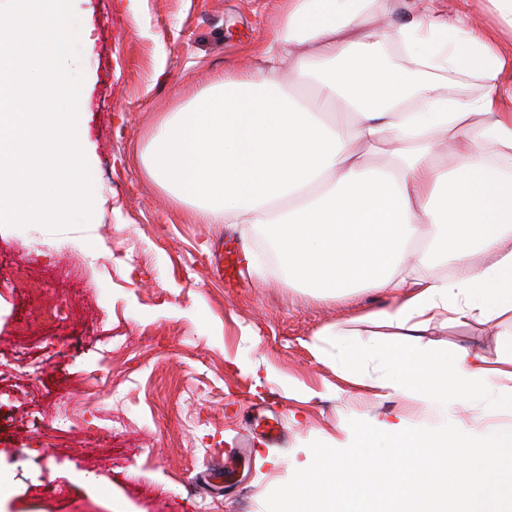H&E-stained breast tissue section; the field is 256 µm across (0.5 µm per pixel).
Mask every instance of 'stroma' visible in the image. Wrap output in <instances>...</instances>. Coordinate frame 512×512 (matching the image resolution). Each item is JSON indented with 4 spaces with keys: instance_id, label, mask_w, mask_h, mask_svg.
I'll return each instance as SVG.
<instances>
[{
    "instance_id": "stroma-1",
    "label": "stroma",
    "mask_w": 512,
    "mask_h": 512,
    "mask_svg": "<svg viewBox=\"0 0 512 512\" xmlns=\"http://www.w3.org/2000/svg\"><path fill=\"white\" fill-rule=\"evenodd\" d=\"M281 8L74 0L83 152L103 204L64 230L0 226V512H277L297 471L349 455L357 429L438 422L428 403L336 371L324 328L371 342L377 326L357 315L386 296L289 282L261 228L197 223L140 159L166 117L254 64ZM510 333L436 324L428 341L493 359ZM63 415L70 433L46 442ZM508 426L494 396L456 408L459 434Z\"/></svg>"
}]
</instances>
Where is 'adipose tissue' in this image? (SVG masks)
<instances>
[{
	"mask_svg": "<svg viewBox=\"0 0 512 512\" xmlns=\"http://www.w3.org/2000/svg\"><path fill=\"white\" fill-rule=\"evenodd\" d=\"M286 2L258 65L167 117L143 160L205 223L260 226L289 280L328 297L387 293L366 317L388 337L363 347L337 328L336 368L440 417L360 431L352 455L298 471L288 512H512V427L473 441L453 419L493 390L512 414V388L497 389L512 381V337L493 359L421 342L435 324L512 322V41L440 0H411L400 21L397 0ZM378 154L393 165L372 166ZM450 257L452 277L419 271ZM450 448L459 464L446 477Z\"/></svg>",
	"mask_w": 512,
	"mask_h": 512,
	"instance_id": "ef3b65f1",
	"label": "adipose tissue"
}]
</instances>
